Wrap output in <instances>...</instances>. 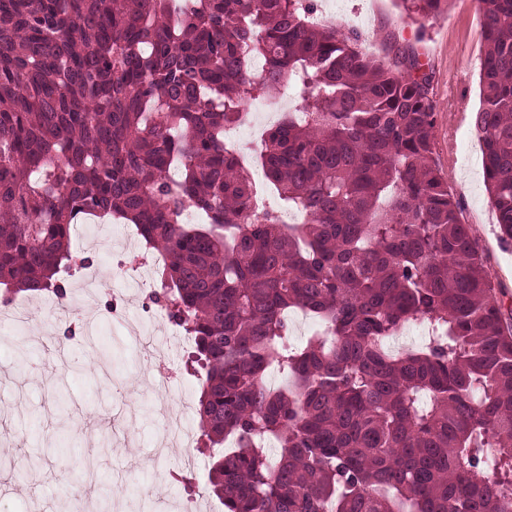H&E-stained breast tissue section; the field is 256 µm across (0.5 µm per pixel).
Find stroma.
<instances>
[{
	"label": "stroma",
	"instance_id": "obj_1",
	"mask_svg": "<svg viewBox=\"0 0 512 512\" xmlns=\"http://www.w3.org/2000/svg\"><path fill=\"white\" fill-rule=\"evenodd\" d=\"M315 12H332L333 24L354 32L364 50L382 59H418L437 106L433 156L452 169L448 185L464 207L490 271L512 306V245L500 242L494 209L484 185L482 151L449 156V142L473 134L483 59L480 21L472 0H442L425 18L408 17L401 0H312ZM133 225L88 220L74 226L70 247L100 270L104 285L93 299L69 277L72 311L54 317L47 294L19 293L29 308V337L36 347L16 362L12 344L0 335V454L12 466L0 469V512H116L119 504L147 502L151 512H175L197 499L206 512H224L209 487L208 452L190 447L154 452L162 413H178L197 429L198 375L185 359L182 340L151 327L143 347L162 356L173 377L153 388L127 339L112 333V299L123 279L109 254L122 248ZM67 392L59 411L58 392Z\"/></svg>",
	"mask_w": 512,
	"mask_h": 512
}]
</instances>
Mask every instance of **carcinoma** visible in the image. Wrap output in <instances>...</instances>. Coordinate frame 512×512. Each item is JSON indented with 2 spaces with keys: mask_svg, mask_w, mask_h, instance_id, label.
<instances>
[{
  "mask_svg": "<svg viewBox=\"0 0 512 512\" xmlns=\"http://www.w3.org/2000/svg\"><path fill=\"white\" fill-rule=\"evenodd\" d=\"M403 2L427 17L441 0ZM312 11L0 0V285L67 298L71 228L87 217L166 251L152 301L194 340L198 427L225 512H512V334L433 159L428 79ZM478 11L472 122L509 244L512 0ZM271 87L296 103L260 161L301 224L249 217L252 176L224 140ZM293 309L319 324L301 346L288 342ZM418 320L426 346L386 347ZM271 368L285 385L266 382Z\"/></svg>",
  "mask_w": 512,
  "mask_h": 512,
  "instance_id": "1",
  "label": "carcinoma"
}]
</instances>
